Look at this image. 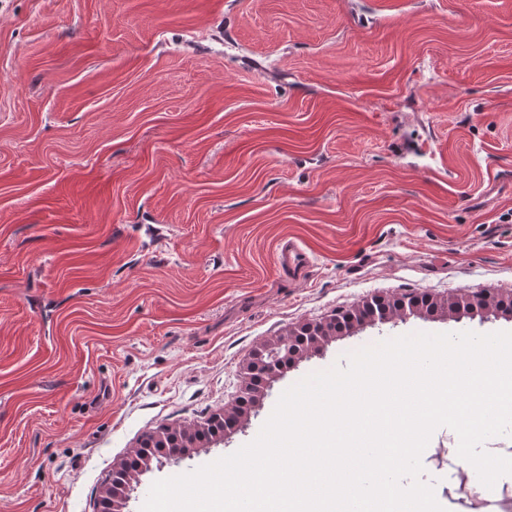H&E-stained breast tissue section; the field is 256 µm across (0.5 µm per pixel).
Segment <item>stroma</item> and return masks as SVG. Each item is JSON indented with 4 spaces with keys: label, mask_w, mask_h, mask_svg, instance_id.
I'll return each mask as SVG.
<instances>
[{
    "label": "stroma",
    "mask_w": 512,
    "mask_h": 512,
    "mask_svg": "<svg viewBox=\"0 0 512 512\" xmlns=\"http://www.w3.org/2000/svg\"><path fill=\"white\" fill-rule=\"evenodd\" d=\"M309 255L282 272L285 240ZM512 293V0H0V512H97L116 463L241 393L253 348L386 298ZM362 324L281 394L416 332ZM438 427L440 505L482 484Z\"/></svg>",
    "instance_id": "1"
}]
</instances>
